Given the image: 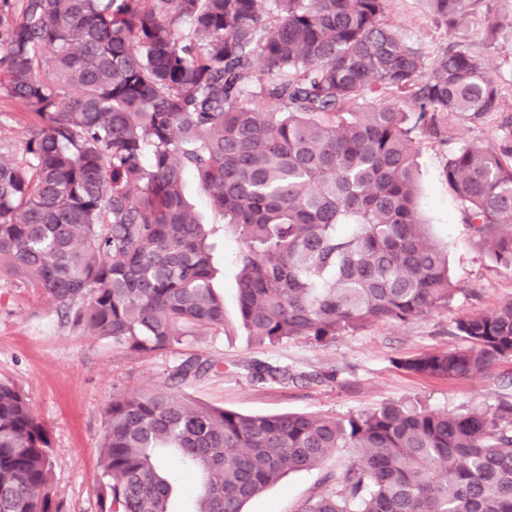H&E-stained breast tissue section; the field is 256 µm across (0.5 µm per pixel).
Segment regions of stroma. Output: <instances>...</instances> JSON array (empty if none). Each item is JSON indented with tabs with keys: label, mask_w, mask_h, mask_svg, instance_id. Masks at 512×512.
Here are the masks:
<instances>
[{
	"label": "stroma",
	"mask_w": 512,
	"mask_h": 512,
	"mask_svg": "<svg viewBox=\"0 0 512 512\" xmlns=\"http://www.w3.org/2000/svg\"><path fill=\"white\" fill-rule=\"evenodd\" d=\"M502 26L486 46L484 15ZM391 18L403 35L433 53L456 42L483 59L485 76L512 110V0H479L455 32L435 24L426 0H391ZM33 115L29 106L0 93V156L25 159ZM448 143L423 142L415 156L418 205L432 242L448 251L456 292L445 310L404 323L356 327L334 342L315 345L291 339L271 345L248 336L238 323L235 255L241 242L213 210L194 178L184 194L215 244V286L224 296L223 333L194 337L190 353L217 361L207 376L185 386L203 403L248 415L304 413L342 417L386 403L417 404L434 411L464 412L512 400V357L485 374L455 381L416 375L398 367L403 358L462 346L452 332L456 318L512 301V271L497 265L474 244L461 222V206L444 177ZM179 361L175 354L137 357L113 348L62 319L34 288L0 275V381L18 386L50 433L52 485L69 512H97L94 479L105 431L103 409L113 394L148 390L164 382ZM266 362L291 374L288 382L254 378L251 365ZM341 449L322 466L288 474L245 512H299L323 477L349 462Z\"/></svg>",
	"instance_id": "1"
}]
</instances>
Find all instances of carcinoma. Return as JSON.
<instances>
[{
	"mask_svg": "<svg viewBox=\"0 0 512 512\" xmlns=\"http://www.w3.org/2000/svg\"><path fill=\"white\" fill-rule=\"evenodd\" d=\"M0 0V89L31 108L26 159L0 158V274L133 355L224 331L214 244L184 193L193 175L234 226L241 325L261 343L326 344L368 323L448 308L414 158L502 97L470 51L429 56L390 0ZM448 30L470 0H428ZM367 97V112L343 111ZM491 144L459 136L444 174L479 250L512 270V114ZM465 345L400 361L457 380L512 356V302L454 321ZM217 362L190 354L168 383L104 408L98 512H243L339 448L354 458L298 512H512V402L437 413L388 403L340 418L245 415L173 387ZM258 380L285 382L270 364ZM50 440L0 383V512H68Z\"/></svg>",
	"mask_w": 512,
	"mask_h": 512,
	"instance_id": "1",
	"label": "carcinoma"
}]
</instances>
